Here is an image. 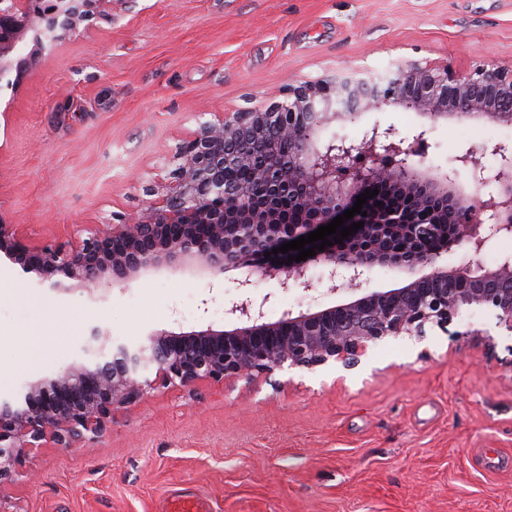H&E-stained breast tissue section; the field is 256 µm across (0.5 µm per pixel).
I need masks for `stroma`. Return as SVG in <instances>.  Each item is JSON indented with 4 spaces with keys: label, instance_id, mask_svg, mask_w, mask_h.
Returning <instances> with one entry per match:
<instances>
[{
    "label": "stroma",
    "instance_id": "35a3bbf8",
    "mask_svg": "<svg viewBox=\"0 0 512 512\" xmlns=\"http://www.w3.org/2000/svg\"><path fill=\"white\" fill-rule=\"evenodd\" d=\"M405 60L460 74L512 65V0H112L111 19L81 23L0 89V213L38 243L122 223L144 204L142 180L202 120ZM375 124L406 138L426 129L425 165L440 172L464 149L512 144V126L395 107L322 137L358 141ZM310 273V292L257 283L268 320L339 303L319 267ZM238 276L163 266L123 289L60 293L1 258L0 399L62 370L94 325L130 344L223 327ZM29 335L44 348L34 368ZM175 491L211 512H512V333L470 309L449 332L377 342L350 372L331 363L193 397L150 391L94 447L31 451L0 487V512H162Z\"/></svg>",
    "mask_w": 512,
    "mask_h": 512
}]
</instances>
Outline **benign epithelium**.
I'll return each instance as SVG.
<instances>
[{
    "label": "benign epithelium",
    "instance_id": "1",
    "mask_svg": "<svg viewBox=\"0 0 512 512\" xmlns=\"http://www.w3.org/2000/svg\"><path fill=\"white\" fill-rule=\"evenodd\" d=\"M96 15L112 19V0H0V77H21L47 46ZM34 16L44 27L29 47ZM282 96L267 106L225 112L188 132L167 172L144 187L150 200L120 224L79 227L31 245L19 225L0 214V255L63 292L91 293L104 282L123 288L163 265L198 269L214 279L228 269L244 270L236 281L238 297L225 309L232 329H158L128 345L96 326L64 369L27 382L14 401L0 400V484L34 448L98 441L116 412L158 388L253 382L286 367L312 371L330 362L352 370L370 345L390 336L422 340L436 328L446 333L464 309L490 311L497 326L512 333V254L494 268L478 261L494 241L512 236V145L468 148L455 157V167L435 173L423 167L425 129L407 139L375 124L359 142L321 139L331 122L355 123L385 107L432 122L512 125V67L481 65L459 75L446 64L407 61L384 77L338 70L290 84ZM487 152L500 157L490 178L481 161ZM462 169L474 183L496 182L497 191L486 199L458 191ZM376 182L395 203L365 207L347 220L364 223L357 233L316 251L309 262L262 265L265 253L332 222ZM284 199L288 220L280 207ZM441 237L470 259L443 265L448 247H419ZM312 263L322 267L329 292L348 299L265 319L270 296L252 297L254 284L275 280L284 290L299 285L310 291ZM376 266L407 273L406 284L364 288Z\"/></svg>",
    "mask_w": 512,
    "mask_h": 512
}]
</instances>
